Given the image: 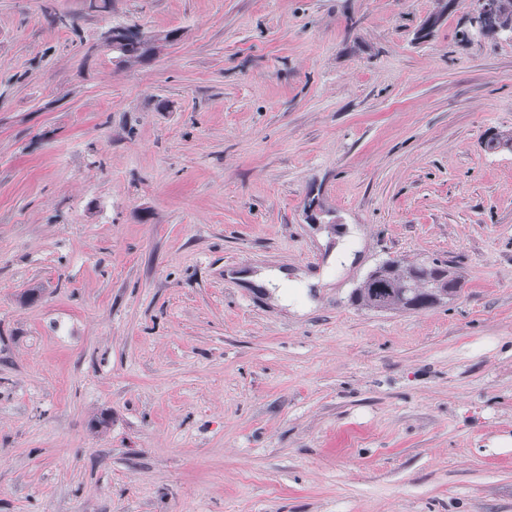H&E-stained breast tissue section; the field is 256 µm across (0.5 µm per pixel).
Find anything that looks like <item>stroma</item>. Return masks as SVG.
Listing matches in <instances>:
<instances>
[{
  "instance_id": "1",
  "label": "stroma",
  "mask_w": 512,
  "mask_h": 512,
  "mask_svg": "<svg viewBox=\"0 0 512 512\" xmlns=\"http://www.w3.org/2000/svg\"><path fill=\"white\" fill-rule=\"evenodd\" d=\"M475 3L0 0V512H512V37ZM133 23L180 38L121 69ZM348 225L304 314L244 284ZM435 259L452 302H353Z\"/></svg>"
}]
</instances>
